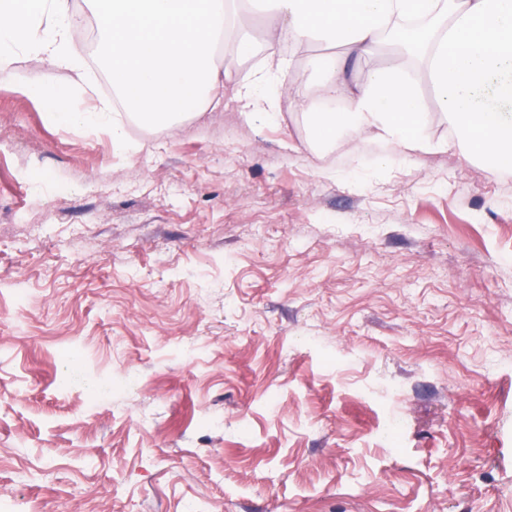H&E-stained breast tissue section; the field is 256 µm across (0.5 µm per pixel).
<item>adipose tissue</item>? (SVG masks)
Returning <instances> with one entry per match:
<instances>
[{"label": "adipose tissue", "mask_w": 512, "mask_h": 512, "mask_svg": "<svg viewBox=\"0 0 512 512\" xmlns=\"http://www.w3.org/2000/svg\"><path fill=\"white\" fill-rule=\"evenodd\" d=\"M84 3L100 19V63L113 93L127 119L143 124H178L188 106L220 100L228 86L244 107L262 114L291 65L283 46L325 45L314 60L318 89L322 99L341 100V110L297 100L320 149L351 132L381 139L396 154L431 149L416 81L393 47L397 36L425 32L426 77L448 116L451 145L494 170L512 169V0H248L276 20L260 39L235 22L230 0ZM74 24L70 0H0V75H9L22 53L73 72L69 89L40 90L54 99L53 119L109 128L114 145L129 150L108 107H75L87 84L71 37ZM386 45L387 60L364 84L349 88L346 61ZM227 46L251 62L247 78L219 66Z\"/></svg>", "instance_id": "obj_1"}]
</instances>
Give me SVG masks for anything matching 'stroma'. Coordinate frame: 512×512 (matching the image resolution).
Returning <instances> with one entry per match:
<instances>
[{
    "label": "stroma",
    "mask_w": 512,
    "mask_h": 512,
    "mask_svg": "<svg viewBox=\"0 0 512 512\" xmlns=\"http://www.w3.org/2000/svg\"><path fill=\"white\" fill-rule=\"evenodd\" d=\"M309 57L132 155L0 78V512H512V172L313 152Z\"/></svg>",
    "instance_id": "35a3bbf8"
}]
</instances>
